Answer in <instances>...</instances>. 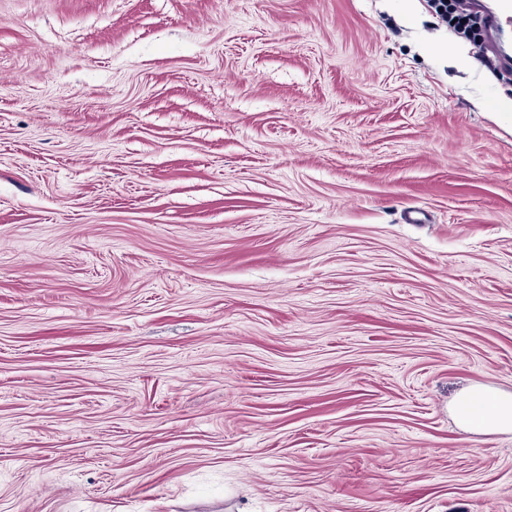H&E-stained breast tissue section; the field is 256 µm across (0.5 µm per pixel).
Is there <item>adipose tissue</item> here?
<instances>
[{
    "label": "adipose tissue",
    "mask_w": 512,
    "mask_h": 512,
    "mask_svg": "<svg viewBox=\"0 0 512 512\" xmlns=\"http://www.w3.org/2000/svg\"><path fill=\"white\" fill-rule=\"evenodd\" d=\"M453 409L466 427L486 433L512 431V394L473 386L457 397Z\"/></svg>",
    "instance_id": "ef3b65f1"
}]
</instances>
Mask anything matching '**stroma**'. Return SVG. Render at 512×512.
Returning a JSON list of instances; mask_svg holds the SVG:
<instances>
[{
    "label": "stroma",
    "instance_id": "35a3bbf8",
    "mask_svg": "<svg viewBox=\"0 0 512 512\" xmlns=\"http://www.w3.org/2000/svg\"><path fill=\"white\" fill-rule=\"evenodd\" d=\"M474 385L512 73L429 0H0V512H512Z\"/></svg>",
    "mask_w": 512,
    "mask_h": 512
}]
</instances>
